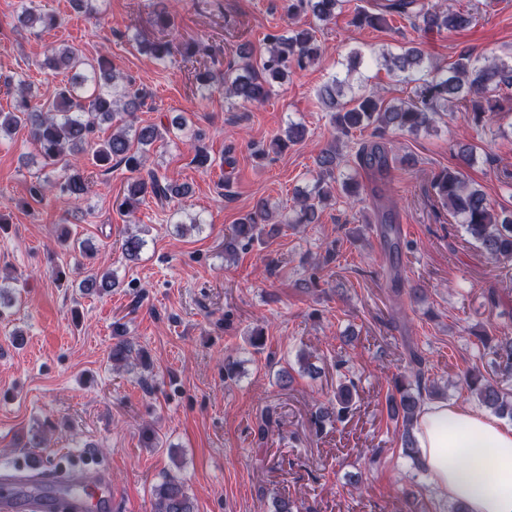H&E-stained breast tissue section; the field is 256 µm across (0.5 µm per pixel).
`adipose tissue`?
<instances>
[{
	"label": "adipose tissue",
	"instance_id": "adipose-tissue-1",
	"mask_svg": "<svg viewBox=\"0 0 512 512\" xmlns=\"http://www.w3.org/2000/svg\"><path fill=\"white\" fill-rule=\"evenodd\" d=\"M413 433L433 495L466 512H512V424L487 412L430 401Z\"/></svg>",
	"mask_w": 512,
	"mask_h": 512
}]
</instances>
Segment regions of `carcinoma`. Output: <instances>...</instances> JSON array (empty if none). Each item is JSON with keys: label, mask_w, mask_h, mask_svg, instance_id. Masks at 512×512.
Returning <instances> with one entry per match:
<instances>
[{"label": "carcinoma", "mask_w": 512, "mask_h": 512, "mask_svg": "<svg viewBox=\"0 0 512 512\" xmlns=\"http://www.w3.org/2000/svg\"><path fill=\"white\" fill-rule=\"evenodd\" d=\"M344 0H289L288 14L311 13L320 21H330L336 11L343 8ZM399 14L410 20L414 29L425 34L462 29L471 23L465 15L449 4L431 7L419 5V0H385L372 8L355 10L353 23L360 27L382 29L388 26V17ZM154 24L159 27L158 37L152 41L136 38L139 46L146 47L158 60L173 54L186 62L199 52L197 43H180L173 30L166 0H156ZM18 21L26 28L52 29L58 25L53 14L38 13L27 0H21ZM266 51L254 61L248 53H240L242 63L224 79L225 95L243 102H263L271 86L270 80L288 73L290 64L304 68L319 60L322 46L310 29H290L282 33L273 31L266 35ZM377 65L398 81L414 85L413 95L406 99L389 101L378 91L360 89L351 92L347 101L345 81L333 79L323 85L318 98L324 110L342 137L365 128H372L375 139L362 142L356 152L354 166L357 170L386 172L390 167L389 151L383 138L390 132L418 134L433 128L445 112L462 107L464 118L480 126L489 112L503 109V102L512 97V52L499 57L486 58L461 53L457 60L442 68L427 62L424 51L417 46H405L398 53L381 52L375 57ZM41 67L46 70L67 72L70 78L57 90L46 104L33 100L31 84L17 80L13 110L0 111V139L10 136L19 127L28 129L44 165H61L64 176L58 183L60 197L79 199L90 191L92 180L85 174L84 159L92 155V164L110 170L112 162L123 163L136 178L123 190L120 207L131 213L148 196L160 201L189 194L185 185H179L156 170L143 171L146 148L157 141H164L182 127V118L174 117L170 125L139 127L135 112L143 104L146 93L134 87L116 72L107 57L96 63L83 59L78 49L70 45L53 47L47 51ZM125 115L123 123L104 140H93L95 128ZM306 128L288 123L284 136L274 138L283 148L286 142L304 140ZM318 174L312 188L297 193V205L284 216L285 224H315L323 204L332 195L334 183L352 201L361 193V184L355 176L344 174L341 167L348 165L342 153L331 144L321 150L316 158ZM432 189L436 199L448 213L459 221L465 233L477 242L488 260L512 262V210L494 209L486 195L472 186L459 168H448L434 176ZM267 207L255 206L239 223L233 225L224 240L228 252L243 242L250 244L265 232ZM380 232L389 240L397 253L402 250L400 236L394 229L392 213L380 215ZM146 240L137 235L127 237L123 249L128 259L136 260ZM116 281L109 272L89 266L78 283L82 295L102 294L112 290ZM496 372L501 377L512 378V337L495 348ZM407 380H396L395 391L387 396L390 418L401 422L403 454L416 466H421L419 449L413 435L414 422L424 404V396L432 395L434 385L427 383L428 370L424 359L416 352L410 353ZM464 382L475 394L478 402L502 418L512 420V391L473 371L466 373ZM355 382H342L336 389V402L317 409L314 423L343 420L352 403ZM154 512H194V503L185 483L174 476L165 479L154 489Z\"/></svg>", "instance_id": "cac0c4a2"}]
</instances>
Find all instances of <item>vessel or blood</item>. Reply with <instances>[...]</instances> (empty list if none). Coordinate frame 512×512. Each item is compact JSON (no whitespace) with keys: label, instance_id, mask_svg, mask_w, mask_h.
Segmentation results:
<instances>
[{"label":"vessel or blood","instance_id":"obj_1","mask_svg":"<svg viewBox=\"0 0 512 512\" xmlns=\"http://www.w3.org/2000/svg\"><path fill=\"white\" fill-rule=\"evenodd\" d=\"M109 472L75 470L55 481L50 468L0 471V512H112Z\"/></svg>","mask_w":512,"mask_h":512}]
</instances>
